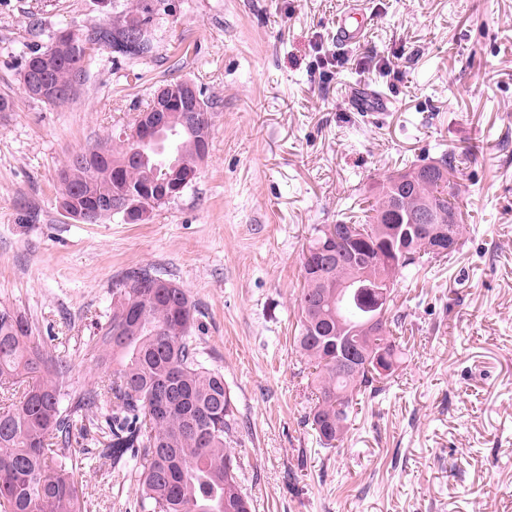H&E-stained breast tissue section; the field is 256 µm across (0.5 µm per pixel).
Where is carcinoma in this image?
I'll list each match as a JSON object with an SVG mask.
<instances>
[{
	"label": "carcinoma",
	"instance_id": "obj_1",
	"mask_svg": "<svg viewBox=\"0 0 512 512\" xmlns=\"http://www.w3.org/2000/svg\"><path fill=\"white\" fill-rule=\"evenodd\" d=\"M153 24L154 12L144 9L138 29L128 28L122 14L112 26L82 35L99 45L98 53L142 60L155 51L148 35ZM60 35L25 59L33 63L56 50L54 81L66 92L55 105L75 98L95 60L58 49ZM136 141L135 136L117 146L100 141L89 159L71 155L62 167L59 199H74L88 209V224L116 215L96 210L104 198L154 207L146 170L124 164ZM441 162L432 174L419 173L415 163L404 167L414 175L411 182L380 183L364 223L346 228L353 253L332 267H319L320 255L335 246L326 238L328 225L316 229L302 249L294 344L315 369L316 402L308 419L324 448L343 442L359 397L382 391L384 378L376 376L373 362L381 353L398 361L396 333L402 328L393 300L382 320L368 324L377 304L365 294L349 299L336 320V282L357 279L366 291L393 290L400 278L419 271L423 257L449 259L465 243L467 225L458 214L454 178L466 158L446 153ZM438 216L457 224L456 247L449 252L429 249L417 230L404 239L389 232L391 224H428ZM153 277L134 269L115 284L108 318L91 339L99 365L114 379L81 391L68 384L66 356L36 343L27 316L0 304V512H80L72 473L83 462L76 447L87 439L101 447V457L126 469L135 512H254L231 450L236 407L224 374L200 355L193 335L195 306L181 287L162 292L145 285ZM162 382L175 391L176 401L157 416L155 392Z\"/></svg>",
	"mask_w": 512,
	"mask_h": 512
}]
</instances>
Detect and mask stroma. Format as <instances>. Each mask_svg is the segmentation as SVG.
Masks as SVG:
<instances>
[{
	"label": "stroma",
	"instance_id": "obj_1",
	"mask_svg": "<svg viewBox=\"0 0 512 512\" xmlns=\"http://www.w3.org/2000/svg\"><path fill=\"white\" fill-rule=\"evenodd\" d=\"M163 3L156 49L101 54L72 101L23 93L31 49ZM343 0H0V303L36 342L61 338L74 389L104 377L85 346L132 269L196 304L197 343L230 387L235 452L256 512H512V0H372L342 50ZM188 80L212 116L210 155L180 197L137 224L73 223L58 173L133 130L156 88ZM378 87L384 110L357 96ZM471 149L458 181L462 250L401 279L403 354L342 447L305 422L312 368L296 353L301 250L350 223L357 196L405 163ZM84 512H134L102 459L73 475ZM360 18L350 16V4L348 9L342 14L336 24V37L344 45H353L359 43L368 29L372 19L369 7L360 9Z\"/></svg>",
	"mask_w": 512,
	"mask_h": 512
}]
</instances>
